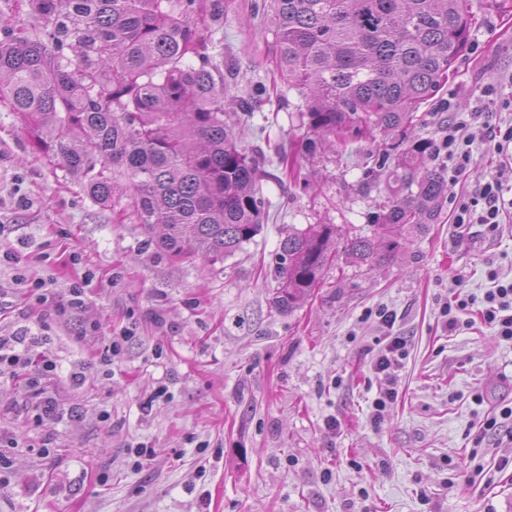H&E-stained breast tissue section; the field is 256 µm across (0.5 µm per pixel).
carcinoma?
Segmentation results:
<instances>
[{
    "instance_id": "1",
    "label": "carcinoma",
    "mask_w": 512,
    "mask_h": 512,
    "mask_svg": "<svg viewBox=\"0 0 512 512\" xmlns=\"http://www.w3.org/2000/svg\"><path fill=\"white\" fill-rule=\"evenodd\" d=\"M226 0H29L36 33L0 16V101L39 156L64 168L96 205L161 229L174 256L215 263L257 234L267 208L257 153L226 115ZM279 80L298 92L309 145H342L369 128L398 139L366 169L384 179L371 236H348L352 266L388 265L407 224H433L448 169L412 135L417 111L448 82L474 16L470 0H262ZM340 232L309 224L280 242L275 303L293 309L317 287Z\"/></svg>"
}]
</instances>
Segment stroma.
<instances>
[{
    "instance_id": "35a3bbf8",
    "label": "stroma",
    "mask_w": 512,
    "mask_h": 512,
    "mask_svg": "<svg viewBox=\"0 0 512 512\" xmlns=\"http://www.w3.org/2000/svg\"><path fill=\"white\" fill-rule=\"evenodd\" d=\"M253 3L224 7L232 92L245 98L273 82V36ZM471 8L468 44L415 128L437 142L459 125L471 166L436 223L403 228L391 264L357 268L337 255L290 311L273 302L281 239L310 224L373 234L385 190L364 171L382 131L309 155L297 91L256 100L243 143L266 155L269 220L210 263L169 257L134 219L93 204L36 157L20 117L0 105V253L20 255L0 264V335L42 324L38 351L56 366L0 365V512H512V443L474 442L484 419L512 406V340L480 318L489 271L512 281V214L492 234L454 222L455 200L503 161L483 89L512 99V14H488L483 0ZM36 278L53 282L60 303L88 280L84 306L59 319L32 297ZM456 297L468 306L451 331L442 312ZM379 309L393 328L379 325ZM389 334L408 349L390 383L373 369ZM113 345L111 367L97 364ZM30 379L62 421L36 425ZM389 384L397 399L373 422ZM139 444L151 451L140 463L130 452Z\"/></svg>"
}]
</instances>
